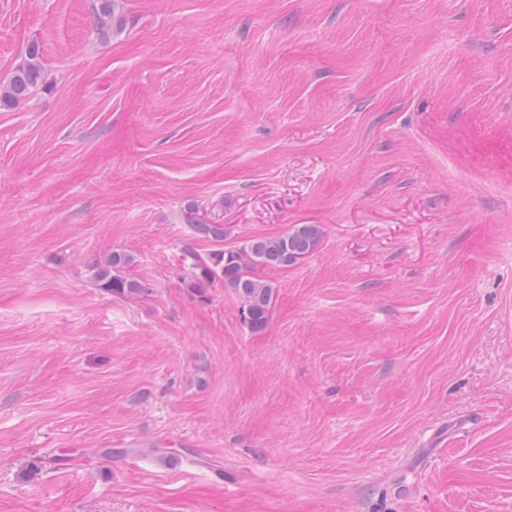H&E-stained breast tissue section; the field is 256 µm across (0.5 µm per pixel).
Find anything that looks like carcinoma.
I'll use <instances>...</instances> for the list:
<instances>
[{
	"label": "carcinoma",
	"instance_id": "cac0c4a2",
	"mask_svg": "<svg viewBox=\"0 0 512 512\" xmlns=\"http://www.w3.org/2000/svg\"><path fill=\"white\" fill-rule=\"evenodd\" d=\"M115 10L116 0H98L96 22L101 34L116 26ZM44 74L41 46L33 42L0 82V107L12 108L28 100L45 86ZM186 219L197 237L214 244L207 253L195 256L193 274L186 287L201 301L207 299L208 288L217 283L230 289L240 300L243 323L255 333L267 326L273 302L272 285L260 280L256 272L296 264L315 250L322 236L317 224H296L284 235L253 238L232 248L223 246L224 225L200 222L193 206L187 207ZM133 262V255L115 250L92 265L93 278L115 296H137L144 292V286L126 274Z\"/></svg>",
	"mask_w": 512,
	"mask_h": 512
}]
</instances>
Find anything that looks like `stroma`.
I'll return each instance as SVG.
<instances>
[{"label":"stroma","mask_w":512,"mask_h":512,"mask_svg":"<svg viewBox=\"0 0 512 512\" xmlns=\"http://www.w3.org/2000/svg\"><path fill=\"white\" fill-rule=\"evenodd\" d=\"M95 4L0 0V512H512V0ZM190 205L320 225L264 331ZM116 3V0H98L96 22L102 35L109 33L116 26ZM43 52L37 42L28 45L25 55L8 77L0 82V107L12 108L28 100L45 86ZM134 262L133 255L124 250L112 251L104 260L92 265L93 278L98 285L120 297L137 296L144 292L142 283L126 274Z\"/></svg>","instance_id":"obj_1"}]
</instances>
